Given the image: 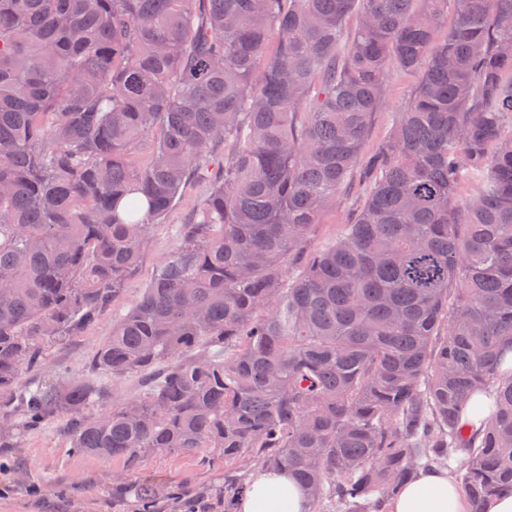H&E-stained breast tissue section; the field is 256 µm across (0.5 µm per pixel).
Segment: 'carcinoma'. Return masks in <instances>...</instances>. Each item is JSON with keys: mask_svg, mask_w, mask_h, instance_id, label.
I'll return each instance as SVG.
<instances>
[{"mask_svg": "<svg viewBox=\"0 0 512 512\" xmlns=\"http://www.w3.org/2000/svg\"><path fill=\"white\" fill-rule=\"evenodd\" d=\"M509 45L512 0H0V443L67 416L72 452L131 471L206 448L224 512L254 468L292 474L310 512H388L431 468L457 472L468 512L512 495ZM393 63L420 83L363 160ZM221 140L93 374L24 383L121 293ZM356 186L351 223L306 253ZM101 376L140 392L98 413Z\"/></svg>", "mask_w": 512, "mask_h": 512, "instance_id": "1", "label": "carcinoma"}]
</instances>
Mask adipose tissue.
I'll list each match as a JSON object with an SVG mask.
<instances>
[{"label":"adipose tissue","instance_id":"ef3b65f1","mask_svg":"<svg viewBox=\"0 0 512 512\" xmlns=\"http://www.w3.org/2000/svg\"><path fill=\"white\" fill-rule=\"evenodd\" d=\"M309 509L303 487L284 472L258 474L238 505V512H309ZM390 512H468V503L451 472L425 470L394 497Z\"/></svg>","mask_w":512,"mask_h":512}]
</instances>
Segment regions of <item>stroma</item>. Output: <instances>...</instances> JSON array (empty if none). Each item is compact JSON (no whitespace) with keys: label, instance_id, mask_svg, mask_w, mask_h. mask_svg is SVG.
Returning a JSON list of instances; mask_svg holds the SVG:
<instances>
[{"label":"stroma","instance_id":"35a3bbf8","mask_svg":"<svg viewBox=\"0 0 512 512\" xmlns=\"http://www.w3.org/2000/svg\"><path fill=\"white\" fill-rule=\"evenodd\" d=\"M419 80V73L391 68L384 103L372 119L367 150H374L388 135ZM206 190L205 183L197 180L183 189L164 221L152 226L146 252L126 281L123 293L103 316L55 347L40 367L26 371L25 380H54L64 374L87 373L99 344L111 336L113 323L139 301L157 265L174 249L179 229L192 216ZM364 197V191H355L326 211L306 244L307 251H316L331 240L339 226L347 223L362 205ZM67 427L66 418L54 419L22 434L16 447L0 450V455L12 461L11 468L0 471V512H127V503L112 497V479L123 473L122 461L72 454ZM131 480L164 488L185 485L215 493L224 487V471L202 464L195 456L158 454L146 459L132 473Z\"/></svg>","mask_w":512,"mask_h":512}]
</instances>
